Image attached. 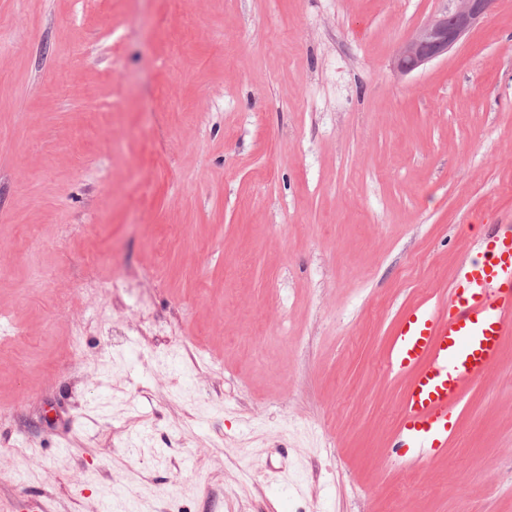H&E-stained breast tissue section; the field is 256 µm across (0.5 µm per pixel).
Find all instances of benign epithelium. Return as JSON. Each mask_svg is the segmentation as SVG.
Returning a JSON list of instances; mask_svg holds the SVG:
<instances>
[{
  "mask_svg": "<svg viewBox=\"0 0 512 512\" xmlns=\"http://www.w3.org/2000/svg\"><path fill=\"white\" fill-rule=\"evenodd\" d=\"M453 10L428 18L396 49L391 61L394 72L406 76L448 54L491 7L493 0H455Z\"/></svg>",
  "mask_w": 512,
  "mask_h": 512,
  "instance_id": "7a95c632",
  "label": "benign epithelium"
}]
</instances>
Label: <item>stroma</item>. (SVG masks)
Returning <instances> with one entry per match:
<instances>
[{"label": "stroma", "instance_id": "35a3bbf8", "mask_svg": "<svg viewBox=\"0 0 512 512\" xmlns=\"http://www.w3.org/2000/svg\"><path fill=\"white\" fill-rule=\"evenodd\" d=\"M0 0V512H512V336L393 451L398 319L512 225V0ZM452 11L428 18L396 49L391 61L394 72L406 76L448 54L491 7L493 0H455Z\"/></svg>", "mask_w": 512, "mask_h": 512}]
</instances>
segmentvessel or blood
<instances>
[{"mask_svg": "<svg viewBox=\"0 0 512 512\" xmlns=\"http://www.w3.org/2000/svg\"><path fill=\"white\" fill-rule=\"evenodd\" d=\"M449 303L445 315L421 307L406 311L389 348L396 368L412 374L394 445L424 459L447 447L465 386L498 365L512 336V233L493 236L480 257L460 267Z\"/></svg>", "mask_w": 512, "mask_h": 512, "instance_id": "1", "label": "vessel or blood"}]
</instances>
